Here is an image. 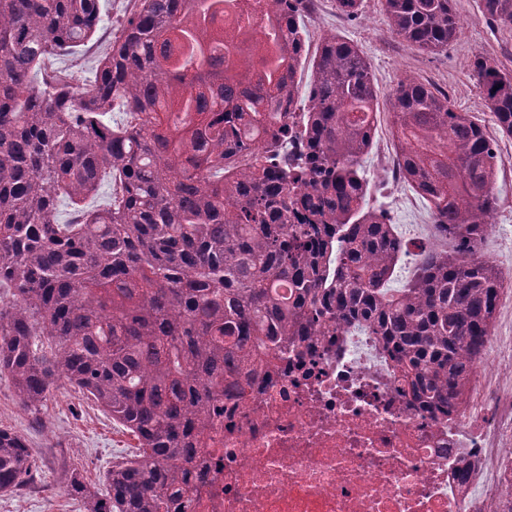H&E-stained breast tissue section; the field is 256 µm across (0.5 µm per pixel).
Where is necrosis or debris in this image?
<instances>
[{
  "mask_svg": "<svg viewBox=\"0 0 512 512\" xmlns=\"http://www.w3.org/2000/svg\"><path fill=\"white\" fill-rule=\"evenodd\" d=\"M276 352L205 436L189 512H512V336L455 412L405 397L377 337Z\"/></svg>",
  "mask_w": 512,
  "mask_h": 512,
  "instance_id": "4bbe7bcc",
  "label": "necrosis or debris"
}]
</instances>
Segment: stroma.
<instances>
[{
    "instance_id": "1",
    "label": "stroma",
    "mask_w": 512,
    "mask_h": 512,
    "mask_svg": "<svg viewBox=\"0 0 512 512\" xmlns=\"http://www.w3.org/2000/svg\"><path fill=\"white\" fill-rule=\"evenodd\" d=\"M127 2L100 0L102 22L96 42L68 60L80 77L94 79L98 46L110 41L116 16ZM458 13L456 39L446 51L428 53L388 32L382 0H362L353 17L340 11L337 0H313L305 16L307 48L316 51L324 36L336 35L361 50L380 100H387L400 77L410 72L446 92L457 111L486 120L490 114L474 78L475 54H488L512 71V31L487 22L478 0H458ZM498 144L503 158L495 183L498 207L481 248L503 277L511 278L512 138H499ZM394 157L389 123L379 118L373 148L363 159L369 203L389 214L397 235L412 249L430 239L429 216L419 196L393 179ZM0 427L22 436L40 466L33 484L17 492L0 493V512H84L82 499L69 494L62 468L78 470L87 483L99 486L116 457L137 444L111 416L63 379L51 390L40 412L34 413L20 404L10 381L0 377Z\"/></svg>"
}]
</instances>
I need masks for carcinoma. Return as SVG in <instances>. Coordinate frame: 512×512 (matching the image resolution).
Instances as JSON below:
<instances>
[{
	"label": "carcinoma",
	"mask_w": 512,
	"mask_h": 512,
	"mask_svg": "<svg viewBox=\"0 0 512 512\" xmlns=\"http://www.w3.org/2000/svg\"><path fill=\"white\" fill-rule=\"evenodd\" d=\"M228 0H134L94 80L65 59L90 43L98 0H0V376L36 409L60 379L138 440L101 492L64 477L85 512H186L195 449L224 395L293 336L355 323L379 337L404 393L453 411L503 288L476 259L497 206L498 144L448 95L406 74L389 96L394 163L430 210L434 242L408 253L367 205L363 157L380 104L370 65L323 37L306 111L302 0H261L269 24ZM391 34L448 49L456 0H382ZM512 29V0H479ZM209 69L188 88L183 72ZM498 131L512 137V72L475 56ZM67 219L58 223L60 205ZM451 238L448 251L439 242ZM24 440L0 428V492L34 482Z\"/></svg>",
	"instance_id": "obj_1"
}]
</instances>
